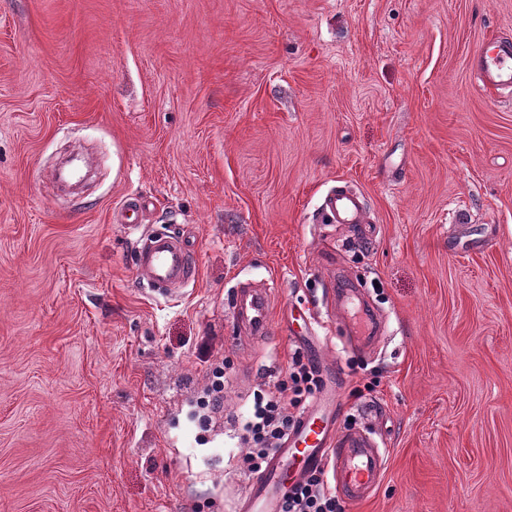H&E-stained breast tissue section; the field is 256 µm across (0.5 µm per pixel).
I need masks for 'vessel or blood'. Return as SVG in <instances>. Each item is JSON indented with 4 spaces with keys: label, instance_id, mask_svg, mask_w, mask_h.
<instances>
[{
    "label": "vessel or blood",
    "instance_id": "b4317fda",
    "mask_svg": "<svg viewBox=\"0 0 512 512\" xmlns=\"http://www.w3.org/2000/svg\"><path fill=\"white\" fill-rule=\"evenodd\" d=\"M471 68L485 91H512V40L491 37L474 50ZM143 199L126 198L114 209L113 221L136 244V266L141 282L168 297H180L194 282L197 268L183 233L170 229L142 230L139 219ZM321 216L332 224H354L361 240H368L365 202L345 186L330 190L323 199ZM246 308L251 334L263 336L270 325L266 290L251 294ZM336 382L325 381L317 401L289 430L286 440L269 457L263 470L249 482L236 512H280L285 492L312 469L327 470L336 494L357 506L371 498L385 470L386 451L374 433L361 428L336 427Z\"/></svg>",
    "mask_w": 512,
    "mask_h": 512
}]
</instances>
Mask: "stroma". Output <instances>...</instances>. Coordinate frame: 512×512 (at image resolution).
I'll return each mask as SVG.
<instances>
[{"label": "stroma", "instance_id": "35a3bbf8", "mask_svg": "<svg viewBox=\"0 0 512 512\" xmlns=\"http://www.w3.org/2000/svg\"><path fill=\"white\" fill-rule=\"evenodd\" d=\"M494 35L512 0H0V512H234L231 420L297 353L383 437L344 512H512V93L471 71ZM341 182L371 241L322 222ZM133 195L189 238L182 297L139 286ZM340 270L385 320L366 354L324 301ZM242 282L271 293L248 345ZM213 378L210 383L206 384L203 388V397L201 399L211 407L214 412H218L223 408V396L220 395L223 391V369L216 367L213 372Z\"/></svg>", "mask_w": 512, "mask_h": 512}]
</instances>
